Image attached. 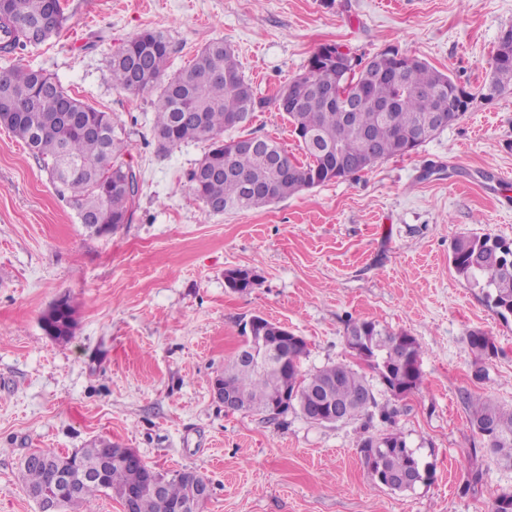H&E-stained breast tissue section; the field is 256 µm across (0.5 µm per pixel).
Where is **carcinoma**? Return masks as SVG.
<instances>
[{"instance_id":"cac0c4a2","label":"carcinoma","mask_w":512,"mask_h":512,"mask_svg":"<svg viewBox=\"0 0 512 512\" xmlns=\"http://www.w3.org/2000/svg\"><path fill=\"white\" fill-rule=\"evenodd\" d=\"M65 22L62 0H0V58L7 62L0 68V127L22 140L47 165L51 181L75 209L81 224L91 231L101 228L112 233L132 222L139 193L136 172L116 162L126 145L112 116L72 96L43 71L20 63L25 52L58 34ZM336 48V44L319 46L307 71L292 80L296 110L276 94L267 99L252 97V85L242 74L238 56L222 39L201 48L187 69L164 82L170 43L162 33L146 30L114 53L110 74L112 86L133 94L159 89L153 133L160 149L170 151L192 141L208 144V151L189 175L192 194L207 209L221 203L226 212L240 211L409 155L420 147L418 138L434 113L447 112L451 119L458 118L459 94L466 93L463 87L417 58L405 67L397 52L388 50L375 57L373 75L354 72L347 78L348 97L358 113L357 122L348 123L344 108L318 96L319 88L336 77ZM215 71L223 78L212 79ZM479 93L490 98L512 94V29L501 36L492 57L491 76ZM383 101L394 107L381 118L375 105ZM269 104L287 115L305 160L290 155L276 141L271 151L241 153L234 148L235 138L224 137L244 127L233 122L234 117L251 118L257 108ZM368 140L374 144L375 156L361 166L357 160ZM491 252L501 260L487 259ZM450 262L461 278L485 291L500 315H512L511 245L490 235L459 237L452 244ZM75 326L74 309L67 299L46 317L43 329L51 339L66 342L74 336ZM347 335L357 337L366 351L365 363L393 398L403 399L420 389L423 350L415 337L368 320L348 327ZM466 343L477 360L497 351L492 337L481 330L468 332ZM306 354L304 340L289 346L279 372L237 369L231 359L222 379L248 395L252 412L269 416L286 389L295 394L294 411L306 419L320 405L323 384L334 381L336 404L348 408L341 421L364 418L370 423L377 416L393 423L395 410L378 404L371 380L355 365L338 362L304 371L301 363ZM471 424L483 434L497 462L511 468L512 408L479 397L472 401ZM103 448L115 455L125 452L112 441L100 439L66 456L43 451L29 454L21 474L29 495L37 499L44 492H54L55 477L65 473L72 478L76 495L61 501L62 506L95 512L96 497L113 494L122 500L138 488L140 512H169L193 496L191 476L205 479L196 470L170 478L154 471V480L161 483V493L156 495L142 483L140 471L105 460ZM360 453L372 476L385 479L411 471L418 479L423 473L431 479V469L422 464L416 450L392 430L363 437Z\"/></svg>"}]
</instances>
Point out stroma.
Returning <instances> with one entry per match:
<instances>
[{
	"label": "stroma",
	"mask_w": 512,
	"mask_h": 512,
	"mask_svg": "<svg viewBox=\"0 0 512 512\" xmlns=\"http://www.w3.org/2000/svg\"><path fill=\"white\" fill-rule=\"evenodd\" d=\"M60 36L24 62L112 116L140 176L132 223L97 236L51 184L42 162L0 128V512H40L21 480L36 450L65 454L105 438L153 470L202 473L203 512H488L512 493L470 424L468 402L512 408V315L449 261L453 240L488 234L512 244V95L478 88L512 0H63ZM145 30L171 46L168 76L209 42L231 44L257 97L306 72L315 49L369 57L395 49L448 74L475 99L465 116L403 157L265 207L214 215L188 174L206 146L164 151L152 130L156 92L114 88L113 51ZM246 133L288 152L285 113L257 110ZM256 268L258 286L227 288L225 270ZM76 330L58 343L41 317L61 297ZM263 315L307 343L302 367L349 361L350 324L403 330L423 347V384L395 407L393 429L433 470L394 493L360 459L361 421L314 424L228 413L211 381ZM487 332L497 352L466 343ZM466 343L476 360L497 352V347L492 337L481 330L469 331L466 336Z\"/></svg>",
	"instance_id": "obj_1"
}]
</instances>
